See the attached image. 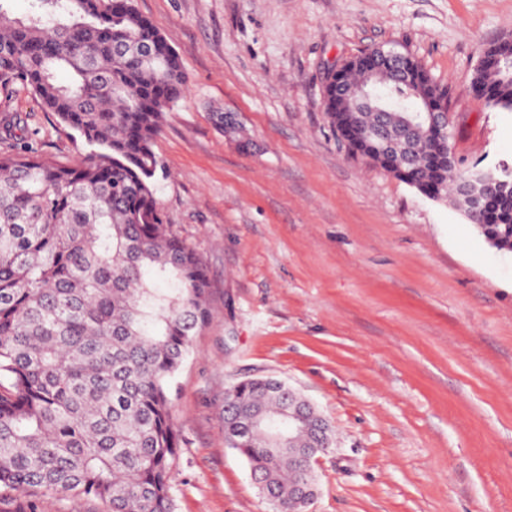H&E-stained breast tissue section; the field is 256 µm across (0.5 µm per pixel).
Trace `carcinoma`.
I'll return each mask as SVG.
<instances>
[{
    "mask_svg": "<svg viewBox=\"0 0 512 512\" xmlns=\"http://www.w3.org/2000/svg\"><path fill=\"white\" fill-rule=\"evenodd\" d=\"M483 57L473 90L512 112V42ZM342 80L369 81L383 111L338 103L323 84L339 140L430 199L456 195L473 166L448 170L427 127H407L417 94L444 103L449 89L419 67L414 84L367 77L358 60ZM16 81L98 151L76 166L27 145L0 155V512H37L45 491L112 512H174L170 385L210 319L207 269L154 194L153 142L187 86L181 58L134 0H32L22 18L0 0V86ZM477 229L512 251V192ZM223 420L263 498L288 512L302 479L275 426L288 420V383L237 382ZM333 437L309 414L294 447L328 450Z\"/></svg>",
    "mask_w": 512,
    "mask_h": 512,
    "instance_id": "carcinoma-1",
    "label": "carcinoma"
}]
</instances>
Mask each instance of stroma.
<instances>
[{
  "label": "stroma",
  "mask_w": 512,
  "mask_h": 512,
  "mask_svg": "<svg viewBox=\"0 0 512 512\" xmlns=\"http://www.w3.org/2000/svg\"><path fill=\"white\" fill-rule=\"evenodd\" d=\"M180 55L185 95L153 151L155 196L195 248L210 322L170 388L175 512H272L227 448L224 393L282 379L332 424L310 512H512V252L333 134L328 65L409 53L451 90L461 158L512 163V114L471 91L512 0H135ZM233 114L253 147L212 113ZM16 137L63 165L92 147L22 86Z\"/></svg>",
  "instance_id": "1"
}]
</instances>
